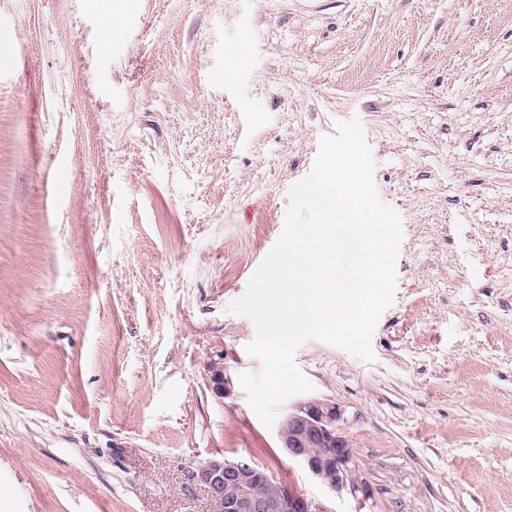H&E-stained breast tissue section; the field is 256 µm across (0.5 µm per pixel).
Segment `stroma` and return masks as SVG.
<instances>
[{
    "label": "stroma",
    "instance_id": "1",
    "mask_svg": "<svg viewBox=\"0 0 512 512\" xmlns=\"http://www.w3.org/2000/svg\"><path fill=\"white\" fill-rule=\"evenodd\" d=\"M0 0V512H211L246 457L326 512H512V0ZM402 222L368 363H297L370 498L279 446L227 313L322 135ZM223 373V387L214 376ZM99 1L98 7L103 20L101 38L103 46L107 47L112 39L113 31L118 26L120 9L117 4L112 2V0Z\"/></svg>",
    "mask_w": 512,
    "mask_h": 512
}]
</instances>
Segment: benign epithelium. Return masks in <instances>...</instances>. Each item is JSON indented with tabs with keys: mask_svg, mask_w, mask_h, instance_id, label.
Listing matches in <instances>:
<instances>
[{
	"mask_svg": "<svg viewBox=\"0 0 512 512\" xmlns=\"http://www.w3.org/2000/svg\"><path fill=\"white\" fill-rule=\"evenodd\" d=\"M342 420L334 402L301 401L280 422V448L330 491L367 497L369 488L356 473L353 444L340 427ZM189 480L206 490L212 512H325L319 502L275 480L250 458L209 459L190 472Z\"/></svg>",
	"mask_w": 512,
	"mask_h": 512,
	"instance_id": "obj_1",
	"label": "benign epithelium"
}]
</instances>
